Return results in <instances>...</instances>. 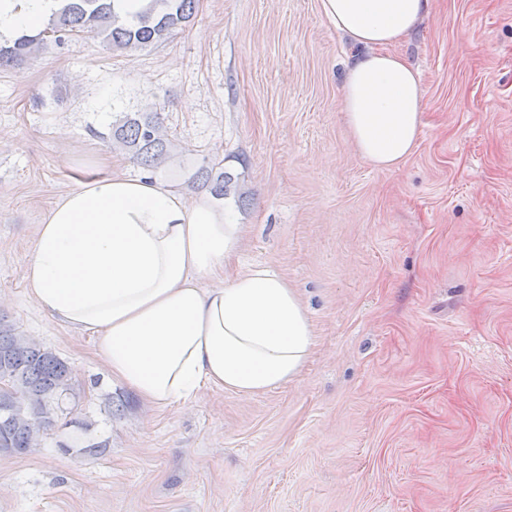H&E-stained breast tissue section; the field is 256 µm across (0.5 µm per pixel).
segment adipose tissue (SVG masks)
I'll list each match as a JSON object with an SVG mask.
<instances>
[{"label":"adipose tissue","instance_id":"adipose-tissue-1","mask_svg":"<svg viewBox=\"0 0 512 512\" xmlns=\"http://www.w3.org/2000/svg\"><path fill=\"white\" fill-rule=\"evenodd\" d=\"M60 0H0V40L42 30ZM431 0H320L356 47L342 111L357 153L396 170L419 145L424 91L395 45ZM233 213L145 175L89 174L37 229L30 299L52 322L91 336L112 380L156 410L204 389L239 396L296 379L315 345L304 305L276 270L224 279L242 241Z\"/></svg>","mask_w":512,"mask_h":512}]
</instances>
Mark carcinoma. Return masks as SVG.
<instances>
[{
	"instance_id": "carcinoma-1",
	"label": "carcinoma",
	"mask_w": 512,
	"mask_h": 512,
	"mask_svg": "<svg viewBox=\"0 0 512 512\" xmlns=\"http://www.w3.org/2000/svg\"><path fill=\"white\" fill-rule=\"evenodd\" d=\"M114 0H65L36 36L23 35L0 45V64L20 66L48 44L60 45L73 36L89 33L112 51L145 47L185 30L194 20L198 0H150L131 17L118 14ZM100 137L126 151L143 169L154 172L171 157L159 113L125 115ZM194 183L223 199L236 189L234 177L220 161H203L191 176ZM13 382L15 401L26 403L31 416L0 419V451L9 455L31 452L34 436L54 427L67 396L74 394L66 363L51 350L29 339L14 326L0 321V379Z\"/></svg>"
}]
</instances>
